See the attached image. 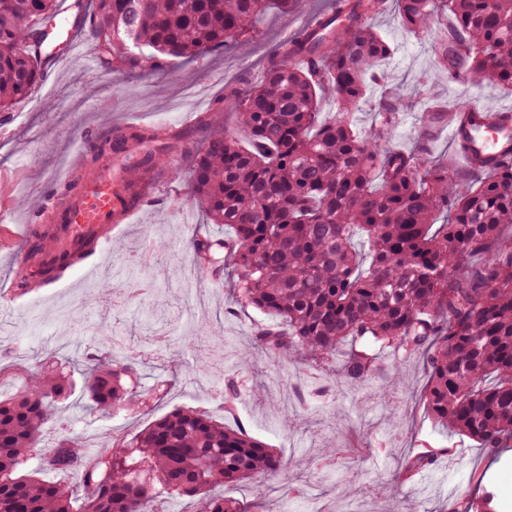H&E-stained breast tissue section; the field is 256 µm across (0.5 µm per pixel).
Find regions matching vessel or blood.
<instances>
[{"mask_svg": "<svg viewBox=\"0 0 512 512\" xmlns=\"http://www.w3.org/2000/svg\"><path fill=\"white\" fill-rule=\"evenodd\" d=\"M85 0H70L43 28L40 42L45 67L55 68L69 59L83 29ZM449 138L459 148L464 165L476 156L501 157L512 154V110L490 111L479 104L454 112ZM125 154L87 176L65 210L53 214L47 231L53 247L43 256L45 266L53 267L61 254H79L89 239L111 235L117 213L129 210L123 193L125 170L134 163Z\"/></svg>", "mask_w": 512, "mask_h": 512, "instance_id": "vessel-or-blood-1", "label": "vessel or blood"}]
</instances>
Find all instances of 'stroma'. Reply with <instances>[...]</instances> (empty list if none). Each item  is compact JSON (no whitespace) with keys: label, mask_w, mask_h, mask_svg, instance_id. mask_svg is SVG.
I'll return each instance as SVG.
<instances>
[{"label":"stroma","mask_w":512,"mask_h":512,"mask_svg":"<svg viewBox=\"0 0 512 512\" xmlns=\"http://www.w3.org/2000/svg\"><path fill=\"white\" fill-rule=\"evenodd\" d=\"M330 5L331 0H302L298 9L288 12L269 9L228 49L171 60L161 70L120 63L89 69L79 55L47 72L25 102L0 112V175L12 191L7 213L27 224L41 223L44 209L60 208L67 190L78 188L94 171L87 154L91 140L138 130L168 146L165 165L141 177L149 197L116 225L110 238L94 243L85 258L64 270L55 284L14 296L24 243L0 247V367L32 368L51 353L78 383L89 359L107 351V325L120 328L135 355L146 348L152 334L165 333L169 345L164 354L138 365L142 386L170 380L161 400L104 414L77 387L58 401L56 418L45 429L46 445L74 435L98 449L112 435H134L175 408L192 407L243 426L280 450L285 468L225 487V495L243 502L249 512H386L390 507L398 512H448L453 493L473 499L487 485L495 492L497 506H504L512 503V448L493 458L474 441L435 426L421 400L425 374L419 359L378 351L379 362L390 366L393 375L405 374L403 385L389 378L329 387L322 372L283 371L261 351L249 368H239V354L271 318L237 307L228 284L202 273L195 282L204 311L193 333L211 347L224 349V380L237 390L234 412L228 416L215 397L211 376L195 373L197 363L209 362L208 350L181 338L187 306L182 285L189 270L185 244L192 236L221 231L188 196V144L204 140L200 121L215 128L235 127L236 114L224 107L225 87L259 82L267 52L292 39ZM371 22L392 53L380 67L378 83L353 114L358 130L377 128L378 101L391 91L401 94L403 109L387 140L403 151L419 146L431 100L512 109V93L441 76L431 42L402 27L395 0H385ZM78 152L82 163L71 167L69 160ZM154 241L166 246L160 263L140 271L136 280L120 277L133 255ZM108 277L115 287L137 288V296L118 306L104 301L95 289ZM89 321L98 324L95 334L82 331ZM331 444L341 450L336 467L318 473L315 464ZM428 446L448 448L452 454L423 475L401 479L404 458ZM375 483L382 488L378 498L367 492ZM343 486L349 491L345 499L339 494Z\"/></svg>","instance_id":"35a3bbf8"}]
</instances>
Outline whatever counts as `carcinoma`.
I'll list each match as a JSON object with an SVG mask.
<instances>
[{"label": "carcinoma", "mask_w": 512, "mask_h": 512, "mask_svg": "<svg viewBox=\"0 0 512 512\" xmlns=\"http://www.w3.org/2000/svg\"><path fill=\"white\" fill-rule=\"evenodd\" d=\"M345 23L320 40L295 38L267 55L263 80L224 94L235 131L214 129L192 153L189 193L227 239L190 240L195 265L212 278L232 269L235 302L281 319L256 348L289 365L336 368L340 382H365L384 366L363 345L374 343L422 360L428 415L476 442L487 455L512 447V156L458 179L426 150L386 144L401 96L378 112L379 128L352 122L377 66L391 53L369 22L384 0H339ZM299 0H90L92 49L114 61L157 67L161 57H193L226 48L270 6ZM56 0H0V112L26 100L42 80L40 31ZM406 31L435 39L437 66L453 81L512 91V0H397ZM337 111L322 117L326 96ZM143 139L117 134L97 153L124 152ZM447 215L436 223V215ZM359 236L369 265L352 246ZM482 256L479 265L470 259ZM136 358L110 352L90 360L85 388L109 412L161 390L133 383ZM0 512H162L166 495L195 500V512H246L214 496L277 472V449L213 419L174 409L89 458L78 437L39 453L68 377L55 363L23 374L0 369ZM447 448H426L402 468L406 480L429 469ZM81 476L76 497L65 481Z\"/></svg>", "instance_id": "1"}]
</instances>
